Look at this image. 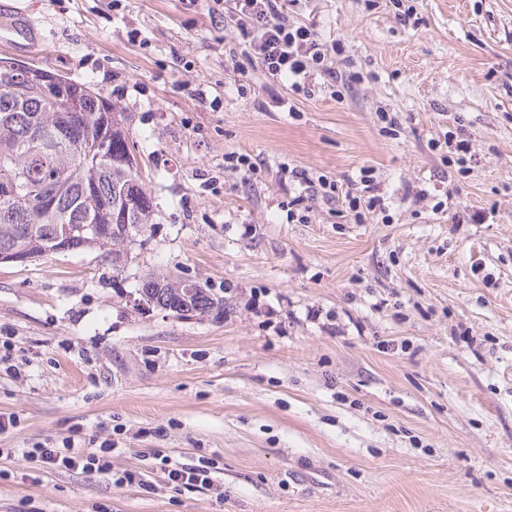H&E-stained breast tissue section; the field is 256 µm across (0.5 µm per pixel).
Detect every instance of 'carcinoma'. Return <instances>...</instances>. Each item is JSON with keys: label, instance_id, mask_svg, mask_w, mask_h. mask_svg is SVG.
I'll return each mask as SVG.
<instances>
[{"label": "carcinoma", "instance_id": "cac0c4a2", "mask_svg": "<svg viewBox=\"0 0 512 512\" xmlns=\"http://www.w3.org/2000/svg\"><path fill=\"white\" fill-rule=\"evenodd\" d=\"M14 76L0 72V251L42 257L56 229L68 228L70 251L104 250L131 244L152 226L156 208L149 171L129 162L139 152L125 128V116L113 110L89 84L65 78L64 89L78 90L77 104L55 110L36 77L24 79L27 90L10 89ZM112 127L104 154L91 156L84 148L97 142L103 126ZM38 192L25 191L28 185ZM103 224L109 233L94 237L85 228ZM150 275L137 288V307L159 308L181 317L189 299L202 320L224 314V297L198 282Z\"/></svg>", "mask_w": 512, "mask_h": 512}]
</instances>
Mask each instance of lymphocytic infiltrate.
<instances>
[{
  "mask_svg": "<svg viewBox=\"0 0 512 512\" xmlns=\"http://www.w3.org/2000/svg\"><path fill=\"white\" fill-rule=\"evenodd\" d=\"M209 10L221 26L236 29L243 39L242 48L230 49L231 58L256 61L270 77L287 79L293 93L306 95L315 72H327L331 52L339 50V42L322 43L311 26L290 20L285 0H234L232 10H225L223 0H211ZM298 195L288 203V216L298 223H308V199L321 195L335 197L337 185L326 176L310 178L298 174ZM350 214L363 222L366 213L384 210L385 204L374 193V180L368 170H361L358 179L350 181L342 192ZM113 448L102 442L96 448H79L68 441L59 448H31L27 455L43 467L57 470L103 473L112 469Z\"/></svg>",
  "mask_w": 512,
  "mask_h": 512,
  "instance_id": "f902f5d3",
  "label": "lymphocytic infiltrate"
}]
</instances>
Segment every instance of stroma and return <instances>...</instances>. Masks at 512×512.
Here are the masks:
<instances>
[{
    "label": "stroma",
    "mask_w": 512,
    "mask_h": 512,
    "mask_svg": "<svg viewBox=\"0 0 512 512\" xmlns=\"http://www.w3.org/2000/svg\"><path fill=\"white\" fill-rule=\"evenodd\" d=\"M209 6L0 0V59L124 112L157 203L123 272L96 249L0 264V512H512V0H296L343 46L305 97L234 67ZM363 168L389 220L317 199L289 221L290 170ZM149 273L223 317L135 308ZM70 438L112 441L111 473L22 454ZM163 456L213 459L212 485L166 487Z\"/></svg>",
    "instance_id": "obj_1"
}]
</instances>
